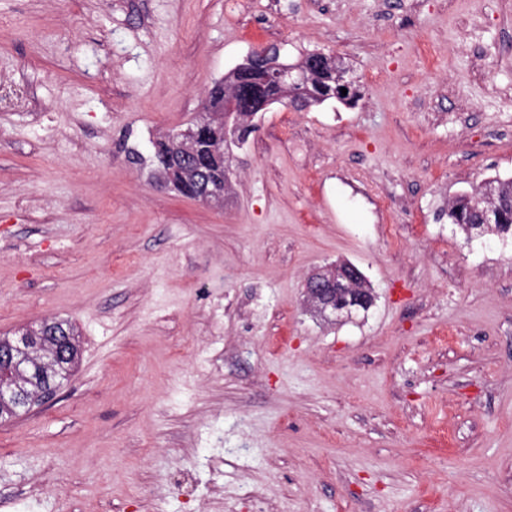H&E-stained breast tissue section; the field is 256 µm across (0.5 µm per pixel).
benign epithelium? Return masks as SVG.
<instances>
[{
    "instance_id": "benign-epithelium-1",
    "label": "benign epithelium",
    "mask_w": 512,
    "mask_h": 512,
    "mask_svg": "<svg viewBox=\"0 0 512 512\" xmlns=\"http://www.w3.org/2000/svg\"><path fill=\"white\" fill-rule=\"evenodd\" d=\"M324 58L310 59L291 65L281 59V49L268 45L252 50L243 63L237 65L232 75L256 69L260 71L261 82L254 86L231 85V94L219 111L206 106L198 124H217L226 130L238 127L241 117L255 116L265 112L275 103L287 100H312L309 89L314 71L323 67ZM179 146L172 155V161L190 167L195 154L196 133L189 128L175 134ZM192 177L201 184L203 194L196 200L219 206L224 204L229 182L224 188L214 189L207 185L202 171L191 167ZM358 270L344 262L329 265L312 274L304 284V306L306 311L326 319L339 320L351 315L354 309H369L375 300L370 288H352L350 283ZM48 337L39 336L30 330H23L10 337L6 349L0 350V366L23 368L28 358L39 355L42 363L55 370L67 359L63 349L57 345L47 347ZM34 400L24 387L0 388V417L12 420L26 416L32 410Z\"/></svg>"
}]
</instances>
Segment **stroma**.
<instances>
[{
    "mask_svg": "<svg viewBox=\"0 0 512 512\" xmlns=\"http://www.w3.org/2000/svg\"><path fill=\"white\" fill-rule=\"evenodd\" d=\"M345 58L276 103L217 207L153 144L261 44ZM512 178V0H0V336L79 334L0 423V512H512V240L441 218ZM376 295L331 323L303 286ZM359 272V279L353 288H349L352 278ZM304 288L306 311L326 319L333 318L334 321L349 317L353 309H363L361 311L365 312L375 300L363 273L344 262L329 265L312 274ZM56 320L61 321L63 324V327L66 329V331L61 332V334L63 333L66 335L68 333V336H70V344L67 346V353L70 354V359L66 363L67 367H68V371L60 370L59 372H57V374L54 378V381L56 383L61 382L62 386H63V384L65 382H67L68 379L70 378V376L72 375V372H73V370L77 364V361H78V357H79V344H78V339H77L78 334H77L75 328L67 320H63V319H56ZM69 372H71V373H69ZM68 374H69V377H68Z\"/></svg>",
    "mask_w": 512,
    "mask_h": 512,
    "instance_id": "35a3bbf8",
    "label": "stroma"
}]
</instances>
